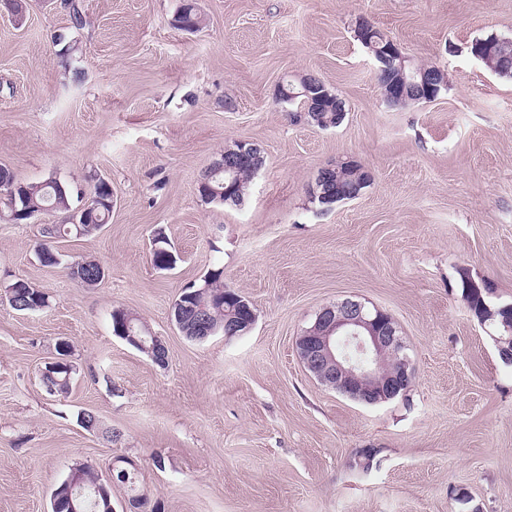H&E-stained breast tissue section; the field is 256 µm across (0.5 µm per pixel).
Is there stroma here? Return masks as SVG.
Returning <instances> with one entry per match:
<instances>
[{"label":"stroma","instance_id":"1","mask_svg":"<svg viewBox=\"0 0 512 512\" xmlns=\"http://www.w3.org/2000/svg\"><path fill=\"white\" fill-rule=\"evenodd\" d=\"M0 8V166L56 178L72 195L112 185L96 235L34 246L43 220L0 218V512H51L80 463L107 478L133 461L156 512H512V365L494 322L470 311L460 276L512 303V78L475 40L512 38V0H198L207 23H172L181 0H24ZM366 18L448 87L390 106L354 27ZM65 35L58 45L57 35ZM313 75L346 106L321 129L290 116L282 80ZM264 156L240 206L204 203L197 183L224 148ZM356 160V199L322 212L318 170ZM163 230L177 257H151ZM98 260L88 289L66 265ZM249 299L253 328L191 341L171 319L181 289L214 269ZM49 297L22 313L7 287ZM346 298L387 312L414 369L405 395L362 404L323 387L296 339ZM137 315L163 340L159 365L116 336ZM72 344L67 395L42 379ZM93 412L90 432L78 416Z\"/></svg>","mask_w":512,"mask_h":512}]
</instances>
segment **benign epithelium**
I'll return each instance as SVG.
<instances>
[{"label":"benign epithelium","mask_w":512,"mask_h":512,"mask_svg":"<svg viewBox=\"0 0 512 512\" xmlns=\"http://www.w3.org/2000/svg\"><path fill=\"white\" fill-rule=\"evenodd\" d=\"M320 96L319 86L306 81L298 85L285 83L279 89V100L293 104L301 101L298 117H307L309 111L303 104ZM260 148L247 141H239L224 150V162L219 170L224 177L234 179L238 166L257 158ZM347 176L343 164L328 165L310 186L311 198L326 199L325 181ZM228 310L229 331L242 335L256 320V313L233 294ZM120 337L136 349L148 354L157 364L166 361V347L161 338L146 329H135L125 323ZM406 348L397 327L391 324L389 314L367 308L362 302L346 298L322 308L314 323L296 340L298 356L304 367L324 386L337 390L365 404L392 400L407 392L410 362L403 350ZM69 488L68 512H83V480L80 466L72 468L66 479Z\"/></svg>","instance_id":"benign-epithelium-1"}]
</instances>
